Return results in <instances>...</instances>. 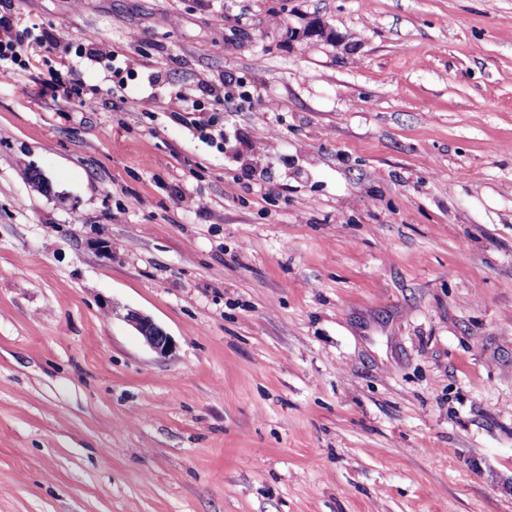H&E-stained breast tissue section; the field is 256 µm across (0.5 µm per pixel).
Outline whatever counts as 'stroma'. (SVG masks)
Wrapping results in <instances>:
<instances>
[{"mask_svg": "<svg viewBox=\"0 0 512 512\" xmlns=\"http://www.w3.org/2000/svg\"><path fill=\"white\" fill-rule=\"evenodd\" d=\"M15 7L0 512H512V0ZM80 46L81 54L84 51L87 59L103 66L105 69L111 71L116 77L124 71L129 73L144 66V61L142 59L143 56L136 52L127 51L119 54L116 50L102 52L94 49L88 52L83 43H81ZM119 56H121V58L118 60ZM128 320L132 322L145 342L160 356L169 355L175 347L171 336H168L151 319L137 313L128 315Z\"/></svg>", "mask_w": 512, "mask_h": 512, "instance_id": "1", "label": "stroma"}]
</instances>
